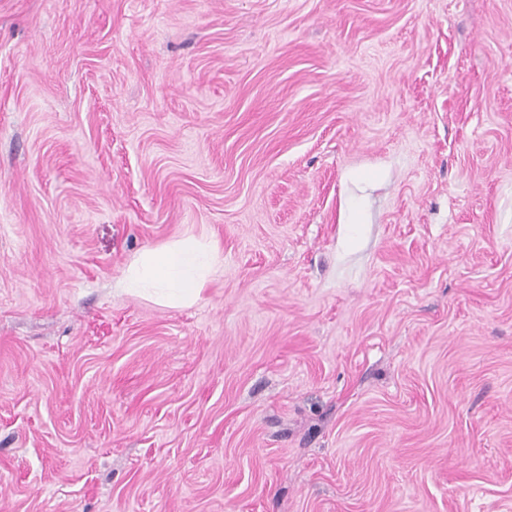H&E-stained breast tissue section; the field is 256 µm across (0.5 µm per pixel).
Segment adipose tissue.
I'll return each instance as SVG.
<instances>
[{"label": "adipose tissue", "mask_w": 512, "mask_h": 512, "mask_svg": "<svg viewBox=\"0 0 512 512\" xmlns=\"http://www.w3.org/2000/svg\"><path fill=\"white\" fill-rule=\"evenodd\" d=\"M222 266L216 241L185 233L142 251L129 263L121 287L126 293L170 307L194 305Z\"/></svg>", "instance_id": "1"}]
</instances>
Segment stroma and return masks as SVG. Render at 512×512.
<instances>
[{
	"label": "stroma",
	"mask_w": 512,
	"mask_h": 512,
	"mask_svg": "<svg viewBox=\"0 0 512 512\" xmlns=\"http://www.w3.org/2000/svg\"><path fill=\"white\" fill-rule=\"evenodd\" d=\"M0 512H512V0H0ZM366 204L362 196H350L346 199L342 210V223L363 224L366 223ZM221 266L216 241L184 233L137 254L128 264L121 287L165 307H190Z\"/></svg>",
	"instance_id": "1"
}]
</instances>
